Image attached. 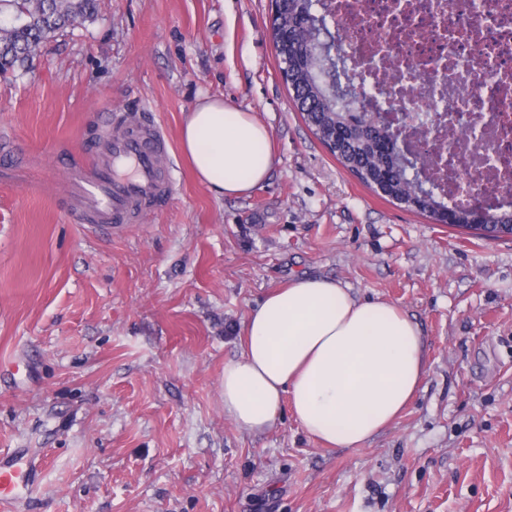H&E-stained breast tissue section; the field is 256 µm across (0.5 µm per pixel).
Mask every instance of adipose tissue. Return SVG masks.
I'll return each mask as SVG.
<instances>
[{
	"label": "adipose tissue",
	"mask_w": 512,
	"mask_h": 512,
	"mask_svg": "<svg viewBox=\"0 0 512 512\" xmlns=\"http://www.w3.org/2000/svg\"><path fill=\"white\" fill-rule=\"evenodd\" d=\"M268 131L223 98L197 102L180 131L198 180L239 197L273 165ZM418 326L396 305L362 302L336 280L299 276L249 315L240 356L224 364V414L250 432L290 409L310 436L359 448L401 415L425 374Z\"/></svg>",
	"instance_id": "adipose-tissue-1"
}]
</instances>
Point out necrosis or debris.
Segmentation results:
<instances>
[{
  "label": "necrosis or debris",
  "mask_w": 512,
  "mask_h": 512,
  "mask_svg": "<svg viewBox=\"0 0 512 512\" xmlns=\"http://www.w3.org/2000/svg\"><path fill=\"white\" fill-rule=\"evenodd\" d=\"M349 74L405 126L444 203L512 204V0H334Z\"/></svg>",
  "instance_id": "4bbe7bcc"
}]
</instances>
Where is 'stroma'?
<instances>
[{"instance_id": "1", "label": "stroma", "mask_w": 512, "mask_h": 512, "mask_svg": "<svg viewBox=\"0 0 512 512\" xmlns=\"http://www.w3.org/2000/svg\"><path fill=\"white\" fill-rule=\"evenodd\" d=\"M94 22L0 73V457L39 479L0 512H512V237L433 223L366 188L279 73L270 0H97ZM206 96L269 132L267 178L216 197L180 150ZM145 111L169 135L165 210L79 223L64 164ZM301 275L387 300L426 376L360 448L291 413L224 415V364L264 295Z\"/></svg>"}]
</instances>
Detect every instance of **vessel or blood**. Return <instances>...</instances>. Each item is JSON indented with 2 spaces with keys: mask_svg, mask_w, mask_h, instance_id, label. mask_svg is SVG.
I'll list each match as a JSON object with an SVG mask.
<instances>
[{
  "mask_svg": "<svg viewBox=\"0 0 512 512\" xmlns=\"http://www.w3.org/2000/svg\"><path fill=\"white\" fill-rule=\"evenodd\" d=\"M69 199L86 224L112 230L143 219L166 206L173 192L168 143L160 127L141 117L119 114L94 158L67 169ZM34 468L20 457L0 461V500L30 492Z\"/></svg>",
  "mask_w": 512,
  "mask_h": 512,
  "instance_id": "obj_1",
  "label": "vessel or blood"
}]
</instances>
